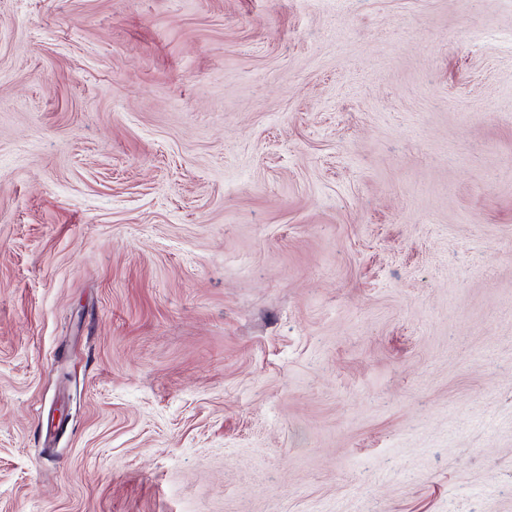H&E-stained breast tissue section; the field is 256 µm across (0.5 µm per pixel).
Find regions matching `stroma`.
Returning a JSON list of instances; mask_svg holds the SVG:
<instances>
[{"mask_svg":"<svg viewBox=\"0 0 512 512\" xmlns=\"http://www.w3.org/2000/svg\"><path fill=\"white\" fill-rule=\"evenodd\" d=\"M0 512H512V0H0Z\"/></svg>","mask_w":512,"mask_h":512,"instance_id":"stroma-1","label":"stroma"}]
</instances>
